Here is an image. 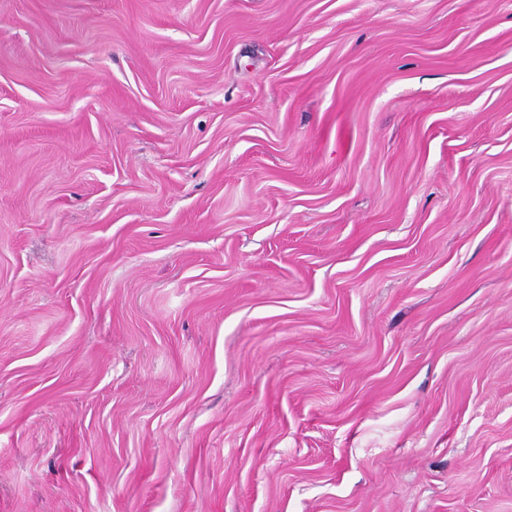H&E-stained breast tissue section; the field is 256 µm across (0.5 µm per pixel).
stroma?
<instances>
[{"mask_svg":"<svg viewBox=\"0 0 512 512\" xmlns=\"http://www.w3.org/2000/svg\"><path fill=\"white\" fill-rule=\"evenodd\" d=\"M0 512H512V0H0Z\"/></svg>","mask_w":512,"mask_h":512,"instance_id":"1","label":"stroma"}]
</instances>
